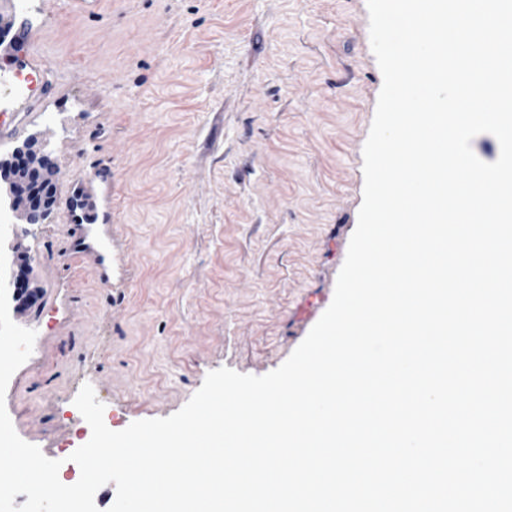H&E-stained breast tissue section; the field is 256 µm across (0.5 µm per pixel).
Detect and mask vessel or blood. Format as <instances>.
I'll use <instances>...</instances> for the list:
<instances>
[{
  "label": "vessel or blood",
  "instance_id": "obj_1",
  "mask_svg": "<svg viewBox=\"0 0 512 512\" xmlns=\"http://www.w3.org/2000/svg\"><path fill=\"white\" fill-rule=\"evenodd\" d=\"M65 208L68 222L78 227L70 238V254L89 262L101 283L111 284L114 270L111 169L98 166L82 174L67 196Z\"/></svg>",
  "mask_w": 512,
  "mask_h": 512
}]
</instances>
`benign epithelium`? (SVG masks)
Masks as SVG:
<instances>
[{
  "label": "benign epithelium",
  "instance_id": "obj_1",
  "mask_svg": "<svg viewBox=\"0 0 512 512\" xmlns=\"http://www.w3.org/2000/svg\"><path fill=\"white\" fill-rule=\"evenodd\" d=\"M17 160H0V181L6 184L4 197L10 208L20 212L27 224H41L49 216L54 200V166L48 154L31 144L16 152ZM37 294L26 284L16 287V311H24Z\"/></svg>",
  "mask_w": 512,
  "mask_h": 512
}]
</instances>
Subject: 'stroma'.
I'll return each instance as SVG.
<instances>
[{"mask_svg": "<svg viewBox=\"0 0 512 512\" xmlns=\"http://www.w3.org/2000/svg\"><path fill=\"white\" fill-rule=\"evenodd\" d=\"M0 0L31 44L0 46V76L38 45L40 106L23 141L55 166L44 223L6 241L7 282L38 288L37 333L5 404L17 434L60 461L91 429L83 385L113 430L182 408L206 375L278 368L332 302L363 199V146L383 78L366 0ZM112 169L125 282L73 258L62 201Z\"/></svg>", "mask_w": 512, "mask_h": 512, "instance_id": "1", "label": "stroma"}]
</instances>
